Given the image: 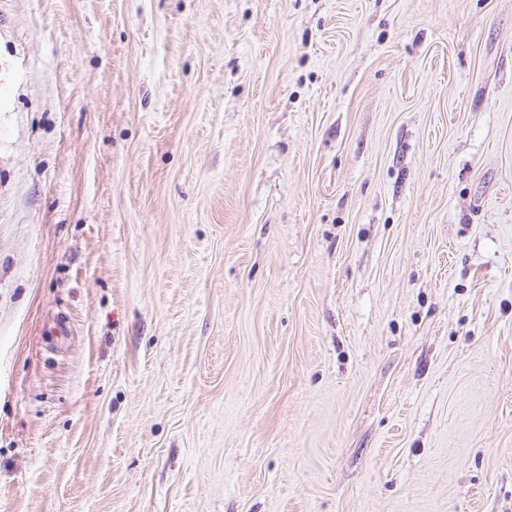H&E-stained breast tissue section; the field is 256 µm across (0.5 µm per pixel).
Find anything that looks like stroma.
Returning a JSON list of instances; mask_svg holds the SVG:
<instances>
[{
	"label": "stroma",
	"mask_w": 512,
	"mask_h": 512,
	"mask_svg": "<svg viewBox=\"0 0 512 512\" xmlns=\"http://www.w3.org/2000/svg\"><path fill=\"white\" fill-rule=\"evenodd\" d=\"M0 512H512V0H0Z\"/></svg>",
	"instance_id": "1"
}]
</instances>
